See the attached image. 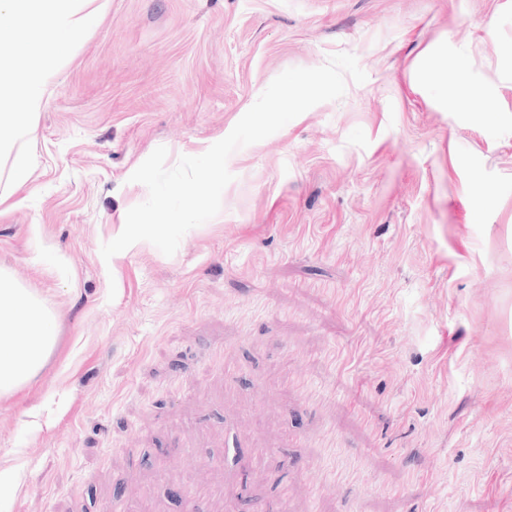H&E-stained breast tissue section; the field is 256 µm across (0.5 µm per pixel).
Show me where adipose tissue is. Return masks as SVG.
<instances>
[{
    "label": "adipose tissue",
    "mask_w": 512,
    "mask_h": 512,
    "mask_svg": "<svg viewBox=\"0 0 512 512\" xmlns=\"http://www.w3.org/2000/svg\"><path fill=\"white\" fill-rule=\"evenodd\" d=\"M56 342L51 310L32 291L12 284L0 269V394L34 381Z\"/></svg>",
    "instance_id": "obj_1"
}]
</instances>
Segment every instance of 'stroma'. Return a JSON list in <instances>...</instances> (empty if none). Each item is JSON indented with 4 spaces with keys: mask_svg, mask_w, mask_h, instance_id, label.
Wrapping results in <instances>:
<instances>
[{
    "mask_svg": "<svg viewBox=\"0 0 512 512\" xmlns=\"http://www.w3.org/2000/svg\"><path fill=\"white\" fill-rule=\"evenodd\" d=\"M339 52L366 81L236 150L174 255L103 259L157 147ZM30 140L0 267L58 337L0 395V512H512V0H108Z\"/></svg>",
    "mask_w": 512,
    "mask_h": 512,
    "instance_id": "obj_1",
    "label": "stroma"
}]
</instances>
